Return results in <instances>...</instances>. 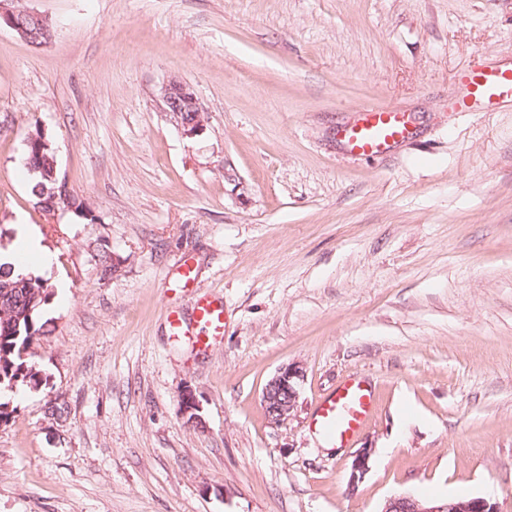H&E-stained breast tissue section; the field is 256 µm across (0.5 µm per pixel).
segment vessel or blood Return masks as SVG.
Here are the masks:
<instances>
[{
    "label": "vessel or blood",
    "instance_id": "1",
    "mask_svg": "<svg viewBox=\"0 0 512 512\" xmlns=\"http://www.w3.org/2000/svg\"><path fill=\"white\" fill-rule=\"evenodd\" d=\"M459 91L448 101L453 112H492L512 100V67L484 59L460 72ZM412 134L410 117L390 106L370 105L357 120L341 127L337 136L349 153L372 155L388 152ZM170 337L202 353L224 338V304L215 297L195 299L192 319L170 312ZM372 408V392L357 378L346 380L317 409L313 425L324 443L341 448L350 443L364 425Z\"/></svg>",
    "mask_w": 512,
    "mask_h": 512
}]
</instances>
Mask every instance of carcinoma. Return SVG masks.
I'll return each instance as SVG.
<instances>
[{
  "label": "carcinoma",
  "mask_w": 512,
  "mask_h": 512,
  "mask_svg": "<svg viewBox=\"0 0 512 512\" xmlns=\"http://www.w3.org/2000/svg\"><path fill=\"white\" fill-rule=\"evenodd\" d=\"M52 184L42 173L35 174L31 187L37 204L49 206ZM51 292L39 276L17 272L12 264L0 263V389L26 385L39 387L44 378L36 364L22 357L43 333L36 318L50 300Z\"/></svg>",
  "instance_id": "1"
}]
</instances>
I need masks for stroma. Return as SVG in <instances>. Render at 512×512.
Returning a JSON list of instances; mask_svg holds the SVG:
<instances>
[{
  "label": "stroma",
  "mask_w": 512,
  "mask_h": 512,
  "mask_svg": "<svg viewBox=\"0 0 512 512\" xmlns=\"http://www.w3.org/2000/svg\"><path fill=\"white\" fill-rule=\"evenodd\" d=\"M0 5L52 29L36 47L0 28V247L24 224L55 256L31 349L48 383L0 392V512H380L403 492L512 512V103L448 109L461 67L512 64V0ZM171 79L197 135L160 107ZM365 105L412 136L347 153ZM35 130L88 215L37 205ZM200 293L224 300L205 355L167 325ZM291 363L305 379L274 427L262 391ZM351 376L373 412L325 447L312 418ZM160 98L164 112L169 113L185 135H197L202 130L203 111L188 84L171 79L162 85ZM376 450L372 446L359 448L356 453L348 477V486L350 489H356L370 470V463Z\"/></svg>",
  "instance_id": "35a3bbf8"
}]
</instances>
